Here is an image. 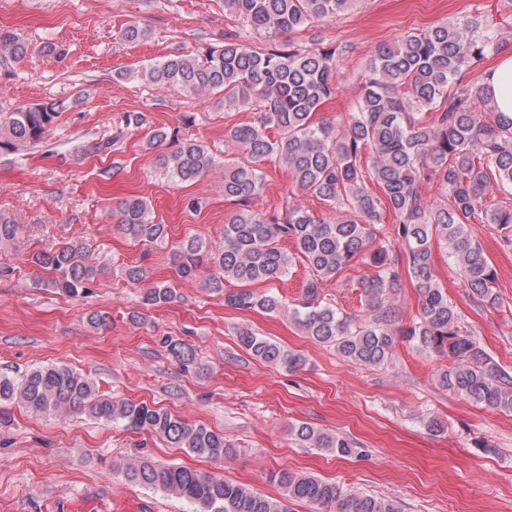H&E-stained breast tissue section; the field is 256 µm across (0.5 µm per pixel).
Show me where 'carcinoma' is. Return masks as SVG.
Segmentation results:
<instances>
[{"instance_id": "obj_1", "label": "carcinoma", "mask_w": 512, "mask_h": 512, "mask_svg": "<svg viewBox=\"0 0 512 512\" xmlns=\"http://www.w3.org/2000/svg\"><path fill=\"white\" fill-rule=\"evenodd\" d=\"M356 0H224L249 33L295 34L338 17ZM512 46L498 38L481 14L458 22H442L399 36L370 59L355 112L343 130L317 122L314 113L336 93L333 78L342 51L318 39L303 46L290 42L263 49L240 33L224 35L200 59L169 54L143 68L144 81L185 93H224V105L253 112L246 124L227 137L241 150L240 158L224 159V197L238 210L224 225V248L209 251L201 238L183 239L174 258L178 271L192 277L206 271L205 287L224 296L234 309L288 313L316 342L336 348L344 358L378 366L391 357L395 338L419 349L448 357L440 375L448 388L477 404L512 413V375L500 371L488 353L459 325L434 269L436 245L455 258L472 296L490 307L499 305L494 292L496 271L469 225L512 228V204L486 202L497 187L512 190V117L495 110L485 81H470L469 71L486 55ZM28 44L15 33L0 31V58L19 61ZM487 112L483 119L480 113ZM58 107L37 103L0 117V152L40 140ZM170 142L174 149L161 158L163 175L181 182L207 173L215 160L206 146L154 129L151 148ZM276 160L288 172L292 187L322 201L334 216L322 218L300 204L284 203L265 214L251 208L265 189L262 165ZM435 182L444 200L423 199L419 187ZM393 214L394 231L404 246L405 262L390 258L377 240L384 214ZM137 241L166 239L165 225L156 221L142 197L126 199L116 221ZM18 225L0 213V245L10 243ZM290 241L294 252L280 245ZM310 271L303 302L295 307L271 291L254 286L281 281L295 264ZM362 262L375 273L360 282L368 322H356L320 298V284L338 279ZM32 263L54 273L47 287L76 297L104 267L81 247L66 244L37 252ZM408 277L416 289L419 319L398 331L390 328L388 295ZM241 288L232 291L225 284ZM179 298L167 282L143 289L145 306L161 307ZM239 346L251 356L288 372L305 366L302 355L258 335L249 328L236 332ZM169 352L186 368L195 365L189 345L170 340ZM0 402H17L36 413L68 415L83 411L94 419L120 423L128 430L153 433L174 448L222 462L237 453L224 435L192 424L144 401L114 400L99 394L94 382L65 365L36 368L19 377L0 375ZM292 435L306 448L338 456L353 454L346 438L300 423ZM128 481L183 499L194 512H289L288 503L305 501L317 512H400L384 497L349 493L334 482L289 470L275 471L270 480L281 489L273 498L246 485L180 465L137 460L124 468Z\"/></svg>"}]
</instances>
